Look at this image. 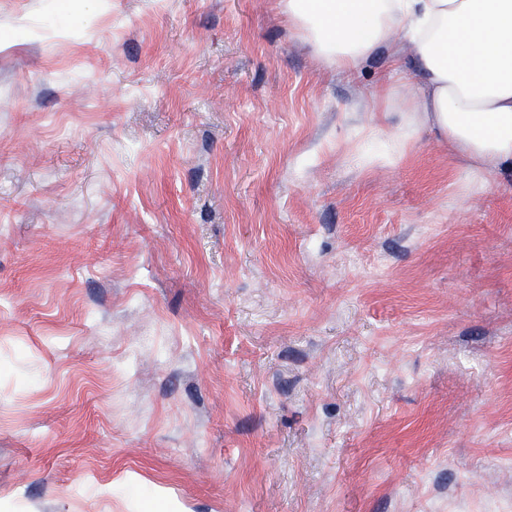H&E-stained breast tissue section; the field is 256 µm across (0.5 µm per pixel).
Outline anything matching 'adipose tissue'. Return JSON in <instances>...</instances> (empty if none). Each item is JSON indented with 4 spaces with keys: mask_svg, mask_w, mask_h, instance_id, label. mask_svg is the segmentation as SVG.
I'll return each instance as SVG.
<instances>
[{
    "mask_svg": "<svg viewBox=\"0 0 512 512\" xmlns=\"http://www.w3.org/2000/svg\"><path fill=\"white\" fill-rule=\"evenodd\" d=\"M277 2L294 36L336 73L388 53L377 99L351 106L368 115L357 136L389 134L377 151L349 143L359 166H396L427 134L457 159L468 193L512 173V0Z\"/></svg>",
    "mask_w": 512,
    "mask_h": 512,
    "instance_id": "ef3b65f1",
    "label": "adipose tissue"
}]
</instances>
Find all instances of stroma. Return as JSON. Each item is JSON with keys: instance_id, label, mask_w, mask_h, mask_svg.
<instances>
[{"instance_id": "1", "label": "stroma", "mask_w": 512, "mask_h": 512, "mask_svg": "<svg viewBox=\"0 0 512 512\" xmlns=\"http://www.w3.org/2000/svg\"><path fill=\"white\" fill-rule=\"evenodd\" d=\"M277 0H0V512H512V181L348 156Z\"/></svg>"}]
</instances>
